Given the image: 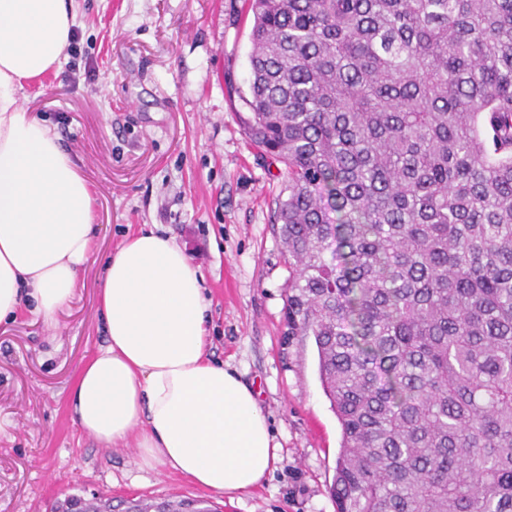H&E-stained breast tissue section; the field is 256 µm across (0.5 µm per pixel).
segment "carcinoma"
Instances as JSON below:
<instances>
[{
  "mask_svg": "<svg viewBox=\"0 0 512 512\" xmlns=\"http://www.w3.org/2000/svg\"><path fill=\"white\" fill-rule=\"evenodd\" d=\"M250 4L282 346L317 347L336 512H512V0Z\"/></svg>",
  "mask_w": 512,
  "mask_h": 512,
  "instance_id": "cac0c4a2",
  "label": "carcinoma"
}]
</instances>
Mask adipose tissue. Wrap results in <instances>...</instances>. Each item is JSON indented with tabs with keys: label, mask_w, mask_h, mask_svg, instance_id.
<instances>
[{
	"label": "adipose tissue",
	"mask_w": 512,
	"mask_h": 512,
	"mask_svg": "<svg viewBox=\"0 0 512 512\" xmlns=\"http://www.w3.org/2000/svg\"><path fill=\"white\" fill-rule=\"evenodd\" d=\"M75 0H0V321L23 298L51 318L94 250L95 192L60 138L19 99L61 68ZM204 277L174 239L139 230L106 260V346L81 368L72 402L103 445L133 442L140 467L236 497L279 463L255 388L207 353Z\"/></svg>",
	"instance_id": "adipose-tissue-1"
}]
</instances>
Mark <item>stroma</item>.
Listing matches in <instances>:
<instances>
[{
	"instance_id": "1",
	"label": "stroma",
	"mask_w": 512,
	"mask_h": 512,
	"mask_svg": "<svg viewBox=\"0 0 512 512\" xmlns=\"http://www.w3.org/2000/svg\"><path fill=\"white\" fill-rule=\"evenodd\" d=\"M68 59L24 104L55 128L97 195L96 250L51 320L0 322V512L65 496L211 501L218 512H336L341 428L313 338L282 350L288 257L274 222L285 167L253 145L249 0H77ZM174 237L211 302L209 355L252 384L281 460L241 499L139 468L84 433L76 377L106 336L105 259L142 227Z\"/></svg>"
}]
</instances>
